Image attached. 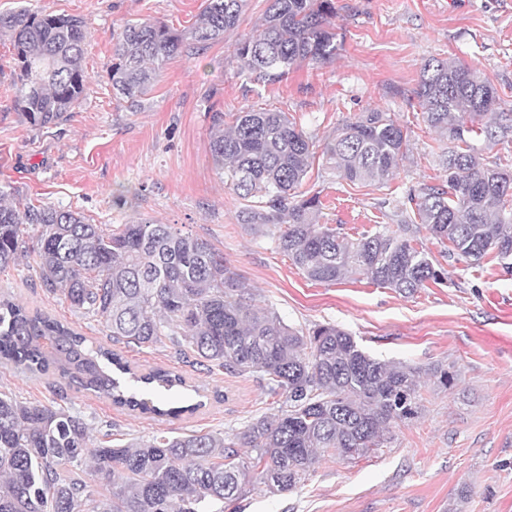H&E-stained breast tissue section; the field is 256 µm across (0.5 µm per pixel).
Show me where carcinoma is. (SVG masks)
<instances>
[{"mask_svg":"<svg viewBox=\"0 0 512 512\" xmlns=\"http://www.w3.org/2000/svg\"><path fill=\"white\" fill-rule=\"evenodd\" d=\"M245 0H205L189 31L162 22L127 23L117 37L109 81L134 107L173 55L199 51L238 25ZM256 30L238 39L235 56L254 81L268 83L303 64L336 58L335 0H267ZM13 44L17 103L37 128L57 125L85 98V24L77 16L26 6L0 15ZM412 95L427 124L449 135L448 180L408 195L412 215L357 238L318 222L319 196L292 194L316 154V137L284 112H241L232 124L211 113V151L224 179L247 205L249 229H273L278 247L311 281L335 284L356 275L413 295L440 281L438 262L420 238L448 245V257L478 264L496 254L512 269V169L488 165L466 136L512 141V117L497 126L476 120L495 109L496 88L476 71L431 59ZM407 135L391 114L362 112L328 137L326 166L351 182L383 186L396 177ZM38 257L41 287L105 324L114 343L150 347L171 337L198 363L250 373L284 398L279 413L231 436L183 433L91 446L90 427L62 405L23 402L0 393V512H224L260 488L290 491L321 456L356 460L390 443L391 428L418 415L420 373L368 355L332 324L308 331L246 300L247 287L210 244L172 224H124L112 233L72 210L22 203L0 185V270L28 250ZM0 364L52 374L77 390L103 395L130 411L178 417L199 404H149L146 391L171 393L185 379L163 369L134 372L121 355L50 315L0 297ZM448 388L444 366L427 372ZM88 465L91 481L68 474ZM102 489L95 494L93 486Z\"/></svg>","mask_w":512,"mask_h":512,"instance_id":"1","label":"carcinoma"}]
</instances>
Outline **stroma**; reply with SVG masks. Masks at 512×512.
<instances>
[{"label": "stroma", "mask_w": 512, "mask_h": 512, "mask_svg": "<svg viewBox=\"0 0 512 512\" xmlns=\"http://www.w3.org/2000/svg\"><path fill=\"white\" fill-rule=\"evenodd\" d=\"M344 39L335 60L304 65L286 80L250 82L233 53L255 30L267 0H246L238 28L197 54L171 57L158 80L129 109L108 81L113 45L126 22L150 19L194 26L205 0H0V14L27 6L86 22L87 96L59 125L36 129L16 103L12 42L0 35V184L34 205L82 214L112 230L124 224H173L223 253L256 304L296 328L336 325L371 356L456 374L443 389L421 379L420 413L394 427L387 447L352 461L320 458L308 479L277 495L254 490L240 512H512V272L487 257L469 265L439 256L442 280L405 297L355 276L335 284L307 279L266 231L238 221L243 202L224 183L210 149L212 111L270 109L324 139L362 112L391 113L409 140L387 185L350 182L314 162L301 190L319 194L320 221L357 235L398 221L409 191L447 179L439 163L448 138L430 128L411 101L431 59L476 70L512 112V0H338ZM0 293L68 323L90 343H106L99 322L40 286L35 254L0 271ZM131 367L164 368L199 389L204 405L177 419L115 407L66 389L93 442L127 444L170 432L232 434L278 405L249 374L197 364L169 341L118 345ZM62 380L0 365V392L49 404Z\"/></svg>", "instance_id": "stroma-1"}]
</instances>
